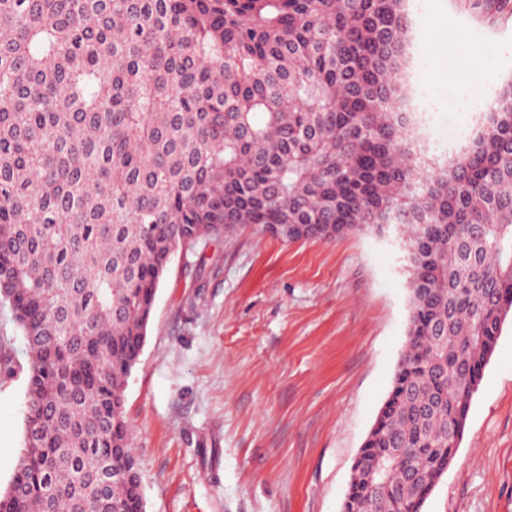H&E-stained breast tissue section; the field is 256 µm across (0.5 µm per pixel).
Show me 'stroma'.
<instances>
[{
    "label": "stroma",
    "mask_w": 512,
    "mask_h": 512,
    "mask_svg": "<svg viewBox=\"0 0 512 512\" xmlns=\"http://www.w3.org/2000/svg\"><path fill=\"white\" fill-rule=\"evenodd\" d=\"M403 110L416 148L468 146L512 78V8L407 0ZM481 54L469 75L433 67L434 43ZM408 261L399 226L288 242L246 226L174 257L125 389L146 512H341L351 468L406 341ZM27 371L0 375V491L23 449ZM423 512H512V315L452 465Z\"/></svg>",
    "instance_id": "stroma-1"
}]
</instances>
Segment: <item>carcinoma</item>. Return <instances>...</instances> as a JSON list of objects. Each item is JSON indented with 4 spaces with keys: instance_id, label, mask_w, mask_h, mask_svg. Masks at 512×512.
Masks as SVG:
<instances>
[{
    "instance_id": "1",
    "label": "carcinoma",
    "mask_w": 512,
    "mask_h": 512,
    "mask_svg": "<svg viewBox=\"0 0 512 512\" xmlns=\"http://www.w3.org/2000/svg\"><path fill=\"white\" fill-rule=\"evenodd\" d=\"M404 2L0 0V301L28 372L0 512H145L124 390L156 292L244 224L403 227L406 347L342 512H422L512 313V79L462 154L422 158Z\"/></svg>"
}]
</instances>
